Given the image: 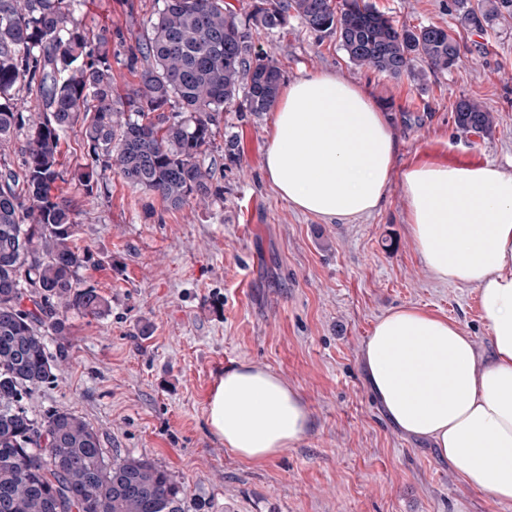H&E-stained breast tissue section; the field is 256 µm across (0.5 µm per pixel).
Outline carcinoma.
I'll use <instances>...</instances> for the list:
<instances>
[{
    "instance_id": "obj_1",
    "label": "carcinoma",
    "mask_w": 512,
    "mask_h": 512,
    "mask_svg": "<svg viewBox=\"0 0 512 512\" xmlns=\"http://www.w3.org/2000/svg\"><path fill=\"white\" fill-rule=\"evenodd\" d=\"M159 2L114 60L109 32L89 37L83 0H0V147L24 138L21 170L0 161V512H187L184 488L164 468L140 456L110 461L80 416L53 410L39 420L21 404L24 390L62 370L69 316L109 309L82 275L93 257L75 244L74 210L52 193L74 127L91 159L78 173L86 195L114 171L179 209L221 194L205 156L224 107L259 115L275 103L282 73L257 35L285 25L288 13L336 36L354 65L391 78L419 61L444 73L460 56L447 29L400 30L368 0L341 9L333 0H256L244 18L224 0ZM453 3L463 26L484 29V14ZM114 61L138 76L124 96L112 91ZM455 112L463 132L492 127V113L468 98Z\"/></svg>"
}]
</instances>
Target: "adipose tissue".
I'll return each mask as SVG.
<instances>
[{"label": "adipose tissue", "mask_w": 512, "mask_h": 512, "mask_svg": "<svg viewBox=\"0 0 512 512\" xmlns=\"http://www.w3.org/2000/svg\"><path fill=\"white\" fill-rule=\"evenodd\" d=\"M265 171L294 208L325 220L379 210L397 153L390 116L335 72L284 83ZM405 224L430 275L476 288L492 348L419 306L376 319L362 351L389 421L430 442L465 482L512 502V172L493 164H411L400 173ZM211 432L239 459H272L304 439L300 391L249 363L225 369L207 405Z\"/></svg>", "instance_id": "obj_1"}]
</instances>
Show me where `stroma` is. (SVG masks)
Wrapping results in <instances>:
<instances>
[{"label": "stroma", "mask_w": 512, "mask_h": 512, "mask_svg": "<svg viewBox=\"0 0 512 512\" xmlns=\"http://www.w3.org/2000/svg\"><path fill=\"white\" fill-rule=\"evenodd\" d=\"M397 26L435 24L460 45L451 71L394 79L351 63L336 37L295 16L259 41L285 81L331 70L364 86L393 117L396 164H494L512 172V14L469 0L488 19L460 26L453 0H371ZM157 0H85L93 30L141 32ZM469 98L494 116L490 131L462 132L455 105ZM271 113L229 109L208 151L222 196L168 208L108 173L87 196L70 175L85 163L79 136L61 144L59 191L76 214L78 247L110 299L99 318H69L64 370L27 392L35 417L67 409L99 433L107 458L143 456L187 489L188 512H512L468 487L428 443L385 419L361 351L383 313L417 305L448 316L476 349L491 348L474 287L433 279L408 234V200L391 182L385 205L348 222L326 221L280 199L264 175ZM235 157L227 159V142ZM225 367L248 362L306 398L311 432L263 463L229 452L207 423Z\"/></svg>", "instance_id": "stroma-1"}]
</instances>
